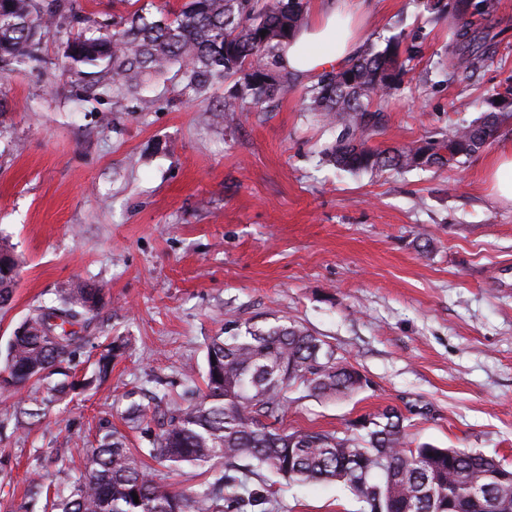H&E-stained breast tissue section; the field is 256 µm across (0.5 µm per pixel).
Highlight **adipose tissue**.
Returning a JSON list of instances; mask_svg holds the SVG:
<instances>
[{
  "label": "adipose tissue",
  "instance_id": "adipose-tissue-1",
  "mask_svg": "<svg viewBox=\"0 0 512 512\" xmlns=\"http://www.w3.org/2000/svg\"><path fill=\"white\" fill-rule=\"evenodd\" d=\"M365 5L366 0H324L316 16L280 45V65L304 77L344 65L362 47L353 20Z\"/></svg>",
  "mask_w": 512,
  "mask_h": 512
}]
</instances>
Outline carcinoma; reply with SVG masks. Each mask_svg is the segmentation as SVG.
Returning a JSON list of instances; mask_svg holds the SVG:
<instances>
[{
  "label": "carcinoma",
  "instance_id": "carcinoma-1",
  "mask_svg": "<svg viewBox=\"0 0 512 512\" xmlns=\"http://www.w3.org/2000/svg\"><path fill=\"white\" fill-rule=\"evenodd\" d=\"M435 16L455 22L442 64L448 79L471 77L499 53L512 30L500 24L499 0H418ZM62 0H0V70L37 58L53 31ZM305 0H186L177 12L144 7L119 16L112 31L88 35L87 27L66 38L72 69H94L112 90L136 89L149 76L172 65L183 70L197 94L213 82L234 79L223 111L241 112L236 102L258 104L288 89L291 77L280 69L277 51L301 28ZM416 42L394 37L382 48L363 50L343 68L319 75L305 88L309 112L343 133L326 152L328 162L350 172L455 167L490 145L503 119L512 114V82L475 102L480 116L448 135L392 149L368 146L380 131L375 101L400 89L405 60L417 55ZM0 306L7 304L18 277V263L0 244ZM101 289L75 283L52 304L35 306L10 336L0 365V393L16 392L31 380L66 375L64 365L87 342L81 335L97 314ZM119 347L109 343L94 373L81 381L63 379L55 395L87 388L105 379ZM206 392L202 400L163 415L159 431H144L147 447L132 449L126 437L101 426L89 466L77 478L60 466V482L30 478L22 512H274L272 493L263 487L239 494L248 475L274 474L290 483L343 486L359 512H448V502L474 490L478 502L468 512H486L492 500L512 501V482L499 478L506 466L494 456L430 443L411 446L403 417L388 407L355 420L343 432L278 427L296 386L306 396L338 399L363 390L359 370L327 341L296 323L240 329L231 322L207 345ZM39 410L14 411L16 429L31 425ZM166 467L208 466L211 481L202 491L166 489L144 458ZM138 499H133V495Z\"/></svg>",
  "mask_w": 512,
  "mask_h": 512
}]
</instances>
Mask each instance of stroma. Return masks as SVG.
<instances>
[{"label":"stroma","mask_w":512,"mask_h":512,"mask_svg":"<svg viewBox=\"0 0 512 512\" xmlns=\"http://www.w3.org/2000/svg\"><path fill=\"white\" fill-rule=\"evenodd\" d=\"M128 10L125 0H65L56 22L77 13L108 23ZM399 33L421 51L379 103L384 126L371 147L469 124L473 100L512 79L510 47L472 81L448 82L447 22L416 0H375L364 44ZM64 64L65 44L50 36L37 61L0 72V239L20 260L0 347L32 306L87 281L103 300L72 372H91L102 343L122 350L106 380L66 399L40 382L0 395V417L35 398L44 409L29 429L0 428L12 467L0 512H18L29 472L53 479L60 459L84 472L100 420L144 446L126 420L130 401L152 427L199 402L206 345L230 320L298 322L369 381L336 400L292 389L283 429L342 431L389 406L413 443L512 465V203L483 181L487 161L512 149V119L460 166L352 174L325 157L341 129L305 111L307 78L224 113L229 80L196 95L174 66L118 97ZM259 480L276 512L359 510L339 485Z\"/></svg>","instance_id":"35a3bbf8"}]
</instances>
